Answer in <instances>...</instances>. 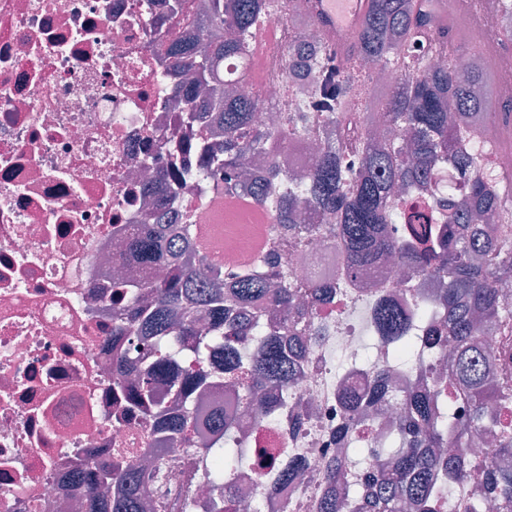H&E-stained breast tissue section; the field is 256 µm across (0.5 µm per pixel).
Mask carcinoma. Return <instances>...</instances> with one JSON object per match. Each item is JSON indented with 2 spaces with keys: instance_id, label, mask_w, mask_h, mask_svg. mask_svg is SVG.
<instances>
[{
  "instance_id": "obj_1",
  "label": "carcinoma",
  "mask_w": 512,
  "mask_h": 512,
  "mask_svg": "<svg viewBox=\"0 0 512 512\" xmlns=\"http://www.w3.org/2000/svg\"><path fill=\"white\" fill-rule=\"evenodd\" d=\"M272 8L273 0H210L208 10L191 19L207 40L179 36L161 44L169 64L190 76V110L206 115L210 125L224 131V148L205 153L197 169L161 170L155 181L165 185L169 204L188 181L220 176L222 183L213 187L218 193L256 186L257 201L269 206L278 223L288 228L274 245L278 250L308 242L319 231L317 224L299 222L298 212L309 209L322 219L334 216L337 223L331 228L341 243L344 270L338 275L333 269L301 288L269 257L261 264L224 270L199 248V229L189 221L136 225L128 243L134 259L165 275L154 281L114 283L112 325L116 336L150 346L147 358L139 361L141 378L128 398L157 420L158 436L150 448L154 464L142 469L121 455L80 462L84 507L87 512H146V485L157 477L167 446L191 438L193 425L176 408L193 393L202 399L214 389L230 387L246 391L249 401L260 397L267 414L286 409L285 391L300 372L290 353L299 333L293 316L301 300L307 297L314 306L335 288L332 277L344 282L384 253L395 255L419 277L447 281L434 300L445 313L444 324L429 342L439 354L453 344L454 360L448 370L457 393L470 405V420L464 426L448 424L436 401L408 382L398 404L394 449H367L371 457L391 458V470L370 473L368 493L362 496L341 485V465H335L327 474L317 512H337L342 496L347 497L350 512H442L448 486L476 474L492 498L512 504V424L501 428L496 465L478 463L463 451L474 432L498 427L497 417L488 413L491 401L502 408L512 406V380L496 373L491 347L479 340L481 327L512 318V304L500 290L502 282L512 280V240L503 236L512 226V206L506 204L512 199V179L499 174L491 180L482 171L481 130L498 121V115L488 111V101L477 94L482 89L485 97L490 95L485 68L465 76L450 68H428L425 58L405 49L422 41L429 43L431 52L446 55L448 42L438 17L425 11L422 0H371L342 79L329 70L334 57L323 42L314 44L307 31L287 26L288 44L297 45L291 79H308L315 63L320 66L324 95L316 103L318 112L289 113L272 129L255 122L259 99L244 89L224 93L220 73L226 58L247 61L250 33ZM369 59L406 73L401 90L381 100L386 129L400 132L402 138L386 136L378 148L354 128L367 109L360 98L368 91L358 88L357 81L362 76L370 82L360 66ZM322 112L327 146L299 191L265 179L247 180V156L267 157L272 174H279L277 157L286 151L288 140L309 132ZM445 176L460 179L462 193L431 196L417 205L410 233L399 241L388 239L384 226L402 219L405 211L391 201L393 188L401 184L420 191ZM434 209L440 224L428 220L426 212ZM370 327L385 346L412 357L413 323L407 310L379 299ZM249 336L263 340L245 358L238 343ZM217 348L224 351V364L210 371L205 364ZM178 356L195 361L198 368L173 375ZM367 382L368 395L349 387L341 394L355 417L381 402L388 388L383 371L376 368L370 369ZM206 426L214 436L203 449L211 460L209 481L224 488V508L230 512L239 500L230 479L240 461L239 449L220 439L230 426L229 416L208 420ZM299 472L297 461L286 458L278 479L289 483Z\"/></svg>"
}]
</instances>
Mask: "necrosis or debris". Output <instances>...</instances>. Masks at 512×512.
<instances>
[{
    "label": "necrosis or debris",
    "mask_w": 512,
    "mask_h": 512,
    "mask_svg": "<svg viewBox=\"0 0 512 512\" xmlns=\"http://www.w3.org/2000/svg\"><path fill=\"white\" fill-rule=\"evenodd\" d=\"M173 2L0 0V512H80L78 459L118 448L129 449L133 465L146 457L150 420L125 419L112 381V284L162 272L130 261L125 230L151 223L155 200L145 182L169 169L172 144L224 143L221 131L191 120L174 90L184 74L159 60L160 43L206 0H186L183 14ZM286 25L279 8L252 35L247 68L263 124L306 106L289 77ZM489 56L498 99L512 100L511 47L492 41L443 62L467 72ZM175 206L228 265L269 255L279 235L271 211L243 191L216 198L194 181ZM337 256L327 234L279 260L303 283ZM419 286L382 260L359 275L351 295L319 305L286 414L240 409L225 390L194 405L199 420L223 405L247 429L236 437L250 461V493L238 512H315L327 462L392 432L396 404L379 403L370 419L354 422L338 387L365 382L356 361L367 306L384 297L414 310ZM265 448L301 460V481L284 486L273 468L259 467ZM168 459L162 481L148 488L156 512H180L186 498L193 512H208L217 493L207 462L185 445Z\"/></svg>",
    "instance_id": "obj_1"
}]
</instances>
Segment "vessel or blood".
Listing matches in <instances>:
<instances>
[{
	"mask_svg": "<svg viewBox=\"0 0 512 512\" xmlns=\"http://www.w3.org/2000/svg\"><path fill=\"white\" fill-rule=\"evenodd\" d=\"M294 6L313 20L335 53L345 54L355 48L370 0H294Z\"/></svg>",
	"mask_w": 512,
	"mask_h": 512,
	"instance_id": "vessel-or-blood-1",
	"label": "vessel or blood"
}]
</instances>
